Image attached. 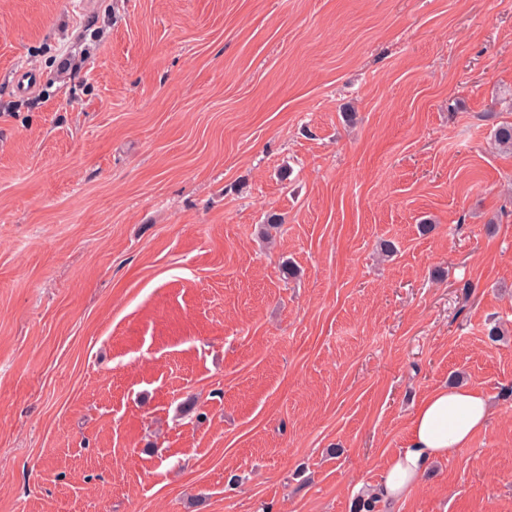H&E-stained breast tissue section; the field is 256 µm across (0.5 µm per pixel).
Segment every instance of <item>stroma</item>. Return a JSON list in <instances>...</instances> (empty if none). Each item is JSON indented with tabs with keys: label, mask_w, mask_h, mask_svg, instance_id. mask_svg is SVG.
<instances>
[{
	"label": "stroma",
	"mask_w": 512,
	"mask_h": 512,
	"mask_svg": "<svg viewBox=\"0 0 512 512\" xmlns=\"http://www.w3.org/2000/svg\"><path fill=\"white\" fill-rule=\"evenodd\" d=\"M503 123L512 0H0V512H351L454 381L393 512H512ZM92 44L87 43L83 36L77 38L58 64V76H71L82 61L91 53ZM9 83L18 94H31L41 85V77L37 70L21 66L14 70ZM490 413L488 398L476 390L444 386L431 392L414 412L405 447L387 460L382 478L365 488L378 498L379 508L377 498L361 496L353 511L391 512L412 494L430 463L470 444Z\"/></svg>",
	"instance_id": "35a3bbf8"
}]
</instances>
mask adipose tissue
<instances>
[{"mask_svg":"<svg viewBox=\"0 0 512 512\" xmlns=\"http://www.w3.org/2000/svg\"><path fill=\"white\" fill-rule=\"evenodd\" d=\"M487 397L470 388L444 386L431 392L414 412L404 448L391 456L382 478L367 490L379 500V512L408 498L428 465L470 444L488 420Z\"/></svg>","mask_w":512,"mask_h":512,"instance_id":"obj_1","label":"adipose tissue"}]
</instances>
